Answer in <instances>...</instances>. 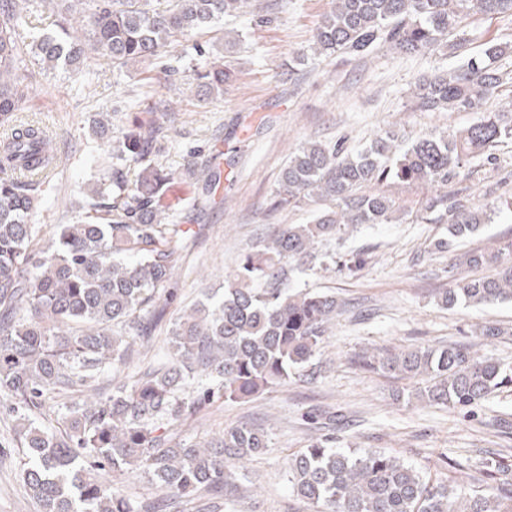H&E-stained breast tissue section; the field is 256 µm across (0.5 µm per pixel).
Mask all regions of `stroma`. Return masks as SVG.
Here are the masks:
<instances>
[{"label": "stroma", "instance_id": "stroma-1", "mask_svg": "<svg viewBox=\"0 0 512 512\" xmlns=\"http://www.w3.org/2000/svg\"><path fill=\"white\" fill-rule=\"evenodd\" d=\"M274 2L249 0L247 12L206 28L195 42L173 43L167 61L174 72L161 83L155 63L119 71L98 56L66 73L31 55L20 73L26 94L20 116L43 127L58 151L32 218L39 229L36 246L47 244L56 225L74 223L79 203L103 176L108 140L97 134V119L110 117L116 140L139 123L164 128L156 159L173 178L159 205L190 232L173 255L174 275L166 286L172 300L153 320L152 347L133 343L129 364L98 379L102 391H111L115 376H135L164 359L175 320L223 287L271 227L313 220L322 207L314 198L285 210L270 208L281 170L304 142L342 140L355 150L390 127L411 142L476 118L412 107L409 89L417 79L451 64L443 51L407 57L381 47L363 58L317 57L300 64L294 53L312 44L330 0H287L279 8ZM229 32L239 36L230 46L224 43ZM197 42L208 45L210 54L196 55ZM217 60L233 70L234 80L223 95L199 97L190 75ZM211 166L220 168L222 178L208 192ZM462 187L476 209L512 197V140L499 143L492 157L473 158ZM371 190L396 202V219L338 234L321 247L323 267L297 274L290 284L294 291L335 294L344 304L302 376L245 402L216 400L195 418L167 427L172 442L188 445L243 422L267 430L266 450L225 486V512H314L292 493L288 460L321 436L335 437L340 448L389 452L452 486L485 489L480 467L486 461L512 468V386L468 414L412 401L416 380L379 375L353 361L366 350L478 344L479 326L491 324L502 334L478 345L480 353L512 365V301L452 308L437 302L440 289L496 274L493 266L468 265L465 255L512 240V211L502 210L478 235L440 252L434 243L447 237V225L421 217L429 188L387 180ZM359 252L366 258L360 270L351 275L339 269L340 261ZM9 405L0 395V512H36L20 476Z\"/></svg>", "mask_w": 512, "mask_h": 512}]
</instances>
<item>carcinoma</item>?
<instances>
[{"label":"carcinoma","mask_w":512,"mask_h":512,"mask_svg":"<svg viewBox=\"0 0 512 512\" xmlns=\"http://www.w3.org/2000/svg\"><path fill=\"white\" fill-rule=\"evenodd\" d=\"M0 0V393L13 400L22 479L39 512H169L187 498L195 512H218L233 468L268 447V434L249 424L224 430L207 445L174 444L165 420L190 418L217 399L254 398L288 379L317 353L326 324L341 303L336 296L292 292L290 276L321 263L318 244L355 224H387L393 201L383 194H359L364 184L392 179L448 187L467 178L470 158L512 140V104L442 135H426L407 147L388 130L370 146L351 151L344 143L305 142L281 172L273 207L285 209L303 198L325 199L334 207L309 224H279L258 249L247 254L223 296L183 313L171 329L166 362L143 372L131 385L106 397L71 402L66 436L35 424L48 390H69L95 381L124 363L128 339H146L145 320L162 312L161 289L173 268V243L190 229L166 221L156 197L172 173L155 160L164 127L148 123L112 147L111 172L96 182L73 224L59 225L45 251L31 249L37 233L30 223L42 180L21 181L20 164L51 167L57 152L43 128L19 120L25 100L17 72L33 48L50 68H66L90 55L114 68L160 61L179 39L188 40L215 20L237 14L247 0H177L169 8L147 0H50L54 29L27 42L39 16ZM472 15L512 17V0H332L316 27L308 55L364 56L383 45L419 55L437 49L455 54L467 42ZM512 45L489 39L480 51L446 71L419 79L411 101L420 112H481L508 73L499 62ZM224 63L196 70L197 93L224 94ZM140 169L131 183L123 169ZM423 219L448 225L446 249L489 221L484 210L448 192L422 205ZM512 242L491 252H472V266L499 262ZM444 306L512 300V265L496 277L465 279L438 296ZM356 363L383 375L418 380L417 401L466 410L496 389L512 385V367L481 356L472 346L413 347L362 355ZM208 376L187 398V381ZM93 471L141 472L162 489L153 504L135 507ZM485 465L489 489L481 493L425 473L385 451H341L318 439L288 461L293 493L317 512H512V479Z\"/></svg>","instance_id":"1"}]
</instances>
